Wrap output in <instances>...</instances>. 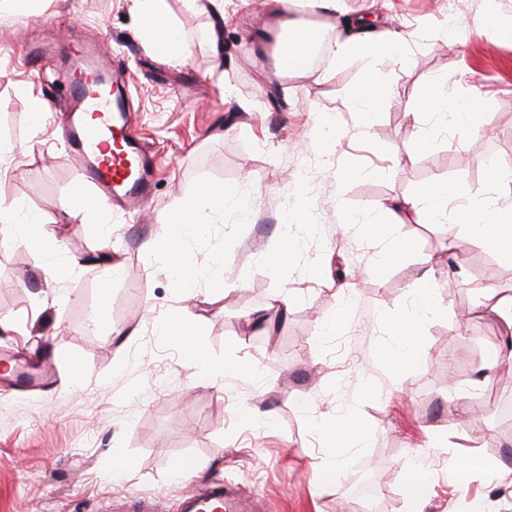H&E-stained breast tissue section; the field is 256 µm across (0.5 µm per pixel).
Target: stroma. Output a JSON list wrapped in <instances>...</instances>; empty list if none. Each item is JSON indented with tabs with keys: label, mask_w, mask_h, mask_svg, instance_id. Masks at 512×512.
<instances>
[{
	"label": "stroma",
	"mask_w": 512,
	"mask_h": 512,
	"mask_svg": "<svg viewBox=\"0 0 512 512\" xmlns=\"http://www.w3.org/2000/svg\"><path fill=\"white\" fill-rule=\"evenodd\" d=\"M191 45L187 66L166 63L138 32L128 0H25L0 17V144L9 168L0 180V512H131L155 497L177 512L188 492L222 480L227 496L259 497L263 512H358V485L369 476L374 512H407L406 462L413 449L432 485L431 512H472L512 491V420L480 402L485 386L507 390L512 375L489 384L476 370L507 334L492 315L475 312L485 266L496 290L512 294V257L468 238L454 208L434 224L390 225L386 209L424 201L444 181L458 199L482 203L489 164L512 175V34H492L486 19L512 23V0H344L347 15H369L359 38L394 36L395 54L372 61L342 57L328 46L320 66L279 72L272 0H224L223 38L212 42L211 14L169 0ZM456 16L457 39L448 36ZM65 38L103 48L127 79L139 137L159 156L155 188L141 210L102 206L92 217L108 241L66 223L62 201L90 196L60 134L61 86L54 45ZM45 48L39 69L26 48ZM394 94L370 113L356 94L370 69ZM437 87L445 112L419 103ZM47 101L33 118L22 89ZM475 101L482 131L456 117ZM205 184L254 198L252 219L200 195ZM195 205L200 230L181 247L195 277L184 296L150 246L156 218L176 201ZM37 221L45 242H10L14 226ZM368 224L385 236L366 234ZM409 254L385 261L393 239ZM293 254L274 267L281 240ZM124 279L101 295L108 264ZM65 267L61 279L48 266ZM433 278H424L427 266ZM434 289L444 310L416 329L417 364L396 371L397 321ZM288 315L266 331L246 327L251 310L275 297ZM105 307L109 326L90 325ZM182 312L215 363L240 370L213 385L196 380L182 348L156 323ZM55 357L50 385L16 386L12 365L40 368ZM84 366L74 378L73 361ZM355 417L369 445L334 461L320 425ZM499 469L476 476L466 492L448 483V455L465 452L472 422ZM441 431L444 446L427 442ZM133 466L113 477L115 452ZM202 463L200 477L180 480L183 458ZM335 466L323 483L315 469Z\"/></svg>",
	"instance_id": "1"
}]
</instances>
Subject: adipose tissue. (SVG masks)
<instances>
[{"instance_id":"adipose-tissue-1","label":"adipose tissue","mask_w":512,"mask_h":512,"mask_svg":"<svg viewBox=\"0 0 512 512\" xmlns=\"http://www.w3.org/2000/svg\"><path fill=\"white\" fill-rule=\"evenodd\" d=\"M280 46L292 48L291 37L299 33L296 20L299 13H312L324 17L328 26H336L342 11V0H274ZM130 9L137 16L147 34V42L167 63L175 67L186 65L191 58L190 47L171 12L168 0H130ZM456 194L455 189L444 182L430 183L426 191V205L405 200L392 207L390 214L398 224H426L436 222L439 214L448 207ZM456 221L466 227L474 239L491 250L512 257V179L501 180L500 190L489 198L483 208H460ZM440 306L435 299L424 298L416 309L401 317V343L395 354L396 367H404L415 361L417 350L412 337L415 326L425 317L437 314ZM161 332L180 345L197 369L199 380L210 382L223 376V366L214 364L205 349L195 338L193 324L181 314L170 315L160 325Z\"/></svg>"}]
</instances>
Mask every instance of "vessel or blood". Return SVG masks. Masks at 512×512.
Listing matches in <instances>:
<instances>
[{"label": "vessel or blood", "mask_w": 512, "mask_h": 512, "mask_svg": "<svg viewBox=\"0 0 512 512\" xmlns=\"http://www.w3.org/2000/svg\"><path fill=\"white\" fill-rule=\"evenodd\" d=\"M66 56L60 77L64 87L63 140L76 158L82 180L100 201L132 211L149 199L153 182L151 159L137 138L125 107L107 89L106 61L95 50L70 41L62 45ZM224 491L215 487L189 497L183 512H221Z\"/></svg>", "instance_id": "1"}]
</instances>
